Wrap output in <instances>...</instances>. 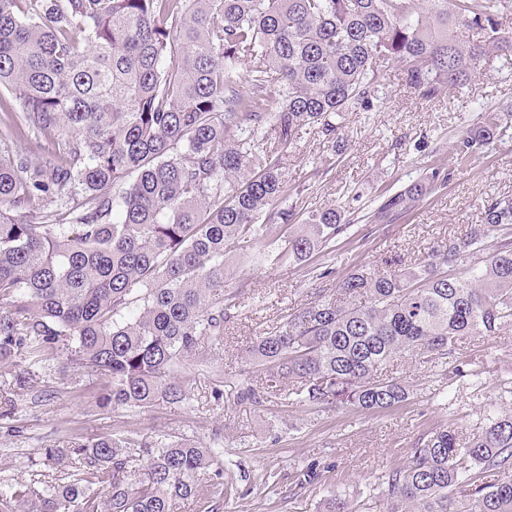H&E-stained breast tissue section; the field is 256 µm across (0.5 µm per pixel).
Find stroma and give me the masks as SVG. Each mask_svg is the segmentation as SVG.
Returning a JSON list of instances; mask_svg holds the SVG:
<instances>
[{
	"label": "stroma",
	"instance_id": "stroma-1",
	"mask_svg": "<svg viewBox=\"0 0 512 512\" xmlns=\"http://www.w3.org/2000/svg\"><path fill=\"white\" fill-rule=\"evenodd\" d=\"M384 84L376 111L346 115L337 144L309 127L283 152L287 207L302 220L309 211L340 206L349 226L331 254L302 263L230 254L224 357L212 363L193 358L178 368L191 387L189 402L105 411L87 377L57 360L34 392L15 399L23 433L0 430V481L60 478V470L38 465L40 452L77 434L129 433L142 441L187 437L221 452L224 480L235 491L181 503L177 512H318L331 491L346 495L357 512H387L384 497L366 488L402 467L422 435L443 426L468 434L481 425L487 408L512 412L507 332L459 340L467 374L448 387L422 358L394 362L388 376L408 382L414 395L386 411L319 408L274 397L255 404L238 396L248 378L261 372L243 360L256 337L275 330L317 294H335L359 268L382 270L398 257L415 264L448 241L467 237L487 201L512 198V65L483 71L463 89L432 99L405 86L396 69L387 71ZM497 109L502 123L492 142L457 161L452 143ZM435 167L448 174L444 186L393 221L374 220L382 193L403 191ZM324 266L331 275L321 276ZM215 388L222 398H212ZM309 468L314 481L299 488L298 478Z\"/></svg>",
	"mask_w": 512,
	"mask_h": 512
}]
</instances>
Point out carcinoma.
I'll list each match as a JSON object with an SVG mask.
<instances>
[{"label":"carcinoma","mask_w":512,"mask_h":512,"mask_svg":"<svg viewBox=\"0 0 512 512\" xmlns=\"http://www.w3.org/2000/svg\"><path fill=\"white\" fill-rule=\"evenodd\" d=\"M506 16L512 0H0V124L47 144L35 161L0 148V388L29 392L63 358L103 382L102 408L189 400L172 367L224 351L226 255L261 252L280 222L275 262H306L346 228L334 207L289 223L281 151L307 126L335 139L393 68L427 99L495 68L512 57ZM498 128L488 113L451 150L465 161ZM439 177L385 197L375 218L410 211ZM338 291L252 342L265 373L241 398L387 410L413 394L382 378L394 361L423 355L446 377L460 337L511 331L512 199L485 205L469 238L356 270ZM42 455L69 472L0 482V512H174L200 474L216 490L224 475L221 454L190 439L75 436ZM510 470L512 413L489 409L469 436L419 438L377 489L387 512H512V478L485 481ZM324 512L355 506L334 494Z\"/></svg>","instance_id":"obj_1"}]
</instances>
